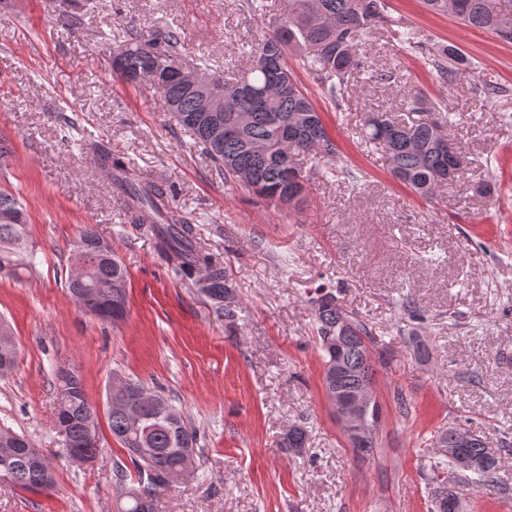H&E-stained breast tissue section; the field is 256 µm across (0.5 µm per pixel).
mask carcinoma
<instances>
[{
	"label": "carcinoma",
	"instance_id": "obj_1",
	"mask_svg": "<svg viewBox=\"0 0 512 512\" xmlns=\"http://www.w3.org/2000/svg\"><path fill=\"white\" fill-rule=\"evenodd\" d=\"M500 3L423 0L431 13L451 16L467 27L512 43V8L508 10ZM394 24L384 0H283V14L251 50L250 67L238 78L230 82L225 68L205 65L206 75L217 90L226 94L225 114L251 115L241 133L221 140L212 138L196 98L172 75L158 83L135 82L133 86L158 92L161 111L191 133L225 182L237 183L239 172L251 171L256 179L247 190L256 197L277 207L276 196L286 192L301 202L308 174L297 156L311 154L320 159L324 173L352 183L360 181V172L341 164L340 152L319 106L299 80L288 54H296L298 66L318 84L322 97L340 108L348 77L364 67L358 54L362 42ZM145 48L149 50L147 55L142 53ZM181 49L178 28L169 27L151 41L128 31L115 50L113 69L119 71L124 66L145 70L164 64L174 70L181 67ZM463 61V54L446 48L431 64L442 81L450 82L455 76L453 64ZM239 85L253 88L254 94L246 101L240 99L234 92ZM403 101L409 120L373 112L364 121V137L384 153L396 180L430 199L437 187L455 179L458 158L448 149L447 133L453 120L447 114L441 118L414 117L420 111V96L407 86L403 88ZM89 151L101 175L126 199L131 222L157 238L175 276L195 281L205 277L208 295L218 304L217 313L227 321L235 320V288L223 257L202 244L192 226L169 211L163 181L141 179L131 172L124 158L105 152L99 145L91 146ZM28 237V218L17 224L0 223V271L15 272L33 265ZM101 240L93 225L78 228L76 241L83 243L92 276L91 289L75 295V302L93 315L110 300L112 309L124 314L128 306L127 270L114 250H98ZM310 303L322 352L324 392L348 394L363 385H376V365L383 362V356L375 349V339L364 319L341 303L332 286L315 288ZM17 357V344L0 343L1 375L15 367ZM338 364L342 366L339 372ZM55 378V426L64 433L65 441L82 445L89 440V419L97 414L96 408L77 370L59 368ZM129 383L132 392L128 401H114L107 410L112 435L128 456V464H115L112 480L122 512H155L156 500L172 486L171 475L182 472L188 478L195 474L200 463L199 443L193 427L168 398L139 381L131 379ZM458 430L457 426L438 428L420 458L433 512L458 498L457 488L461 486L471 483L494 487L499 457L487 456L486 444L478 438L471 439L467 448L455 447ZM142 448L147 452H140ZM461 457L475 462L474 468L461 467ZM0 481L37 491L51 486L53 475L34 454L18 448L7 458L0 457Z\"/></svg>",
	"mask_w": 512,
	"mask_h": 512
}]
</instances>
